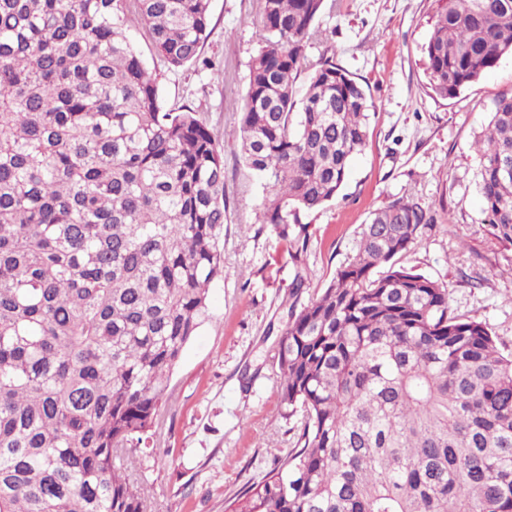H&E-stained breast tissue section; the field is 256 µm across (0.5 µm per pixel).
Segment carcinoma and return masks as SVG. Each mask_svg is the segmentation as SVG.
Listing matches in <instances>:
<instances>
[{
    "label": "carcinoma",
    "instance_id": "cac0c4a2",
    "mask_svg": "<svg viewBox=\"0 0 512 512\" xmlns=\"http://www.w3.org/2000/svg\"><path fill=\"white\" fill-rule=\"evenodd\" d=\"M132 6L168 69L198 61L210 0H0V512H147L115 463L153 446L224 277V154L194 109L162 107ZM325 6L261 0L239 128L262 223L298 225L303 250L374 108L308 60ZM422 51L458 97L512 54V0H438ZM478 151L483 222L512 241V91ZM433 221L396 197L320 295L299 303L296 276L277 342L295 446L229 512H512V354L397 263Z\"/></svg>",
    "mask_w": 512,
    "mask_h": 512
}]
</instances>
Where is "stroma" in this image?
<instances>
[{
    "label": "stroma",
    "instance_id": "obj_1",
    "mask_svg": "<svg viewBox=\"0 0 512 512\" xmlns=\"http://www.w3.org/2000/svg\"><path fill=\"white\" fill-rule=\"evenodd\" d=\"M436 0H335L320 17L330 35L308 56L333 57L369 92L375 110L366 147L349 178L304 219L306 251L291 258L260 223L264 190L243 165L237 135L249 66L259 48L260 0H212L211 33L200 60L170 70L143 28L139 47L166 105H188L224 151V276L209 288L208 310L173 375L154 454L125 460L147 485L153 512H224L294 445L295 420L279 398L276 336L297 274L308 302L352 254L361 224L395 197L413 196L435 218L399 260L447 284L452 313L483 321L499 349L512 352V242L484 224L475 140L496 96L512 89V56L453 99L429 86L422 47Z\"/></svg>",
    "mask_w": 512,
    "mask_h": 512
}]
</instances>
